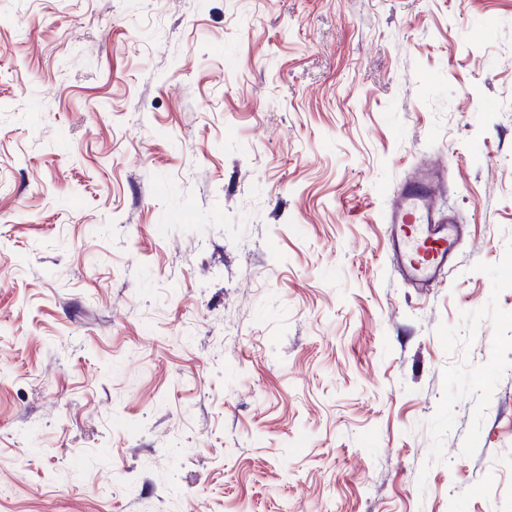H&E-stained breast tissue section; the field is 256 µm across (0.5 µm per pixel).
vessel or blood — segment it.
<instances>
[{
    "label": "vessel or blood",
    "instance_id": "vessel-or-blood-1",
    "mask_svg": "<svg viewBox=\"0 0 512 512\" xmlns=\"http://www.w3.org/2000/svg\"><path fill=\"white\" fill-rule=\"evenodd\" d=\"M445 179L436 163L425 164L392 188L384 222L394 269L417 288L429 287L451 262L462 226L444 214L439 200Z\"/></svg>",
    "mask_w": 512,
    "mask_h": 512
}]
</instances>
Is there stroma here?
<instances>
[{"label": "stroma", "mask_w": 512, "mask_h": 512, "mask_svg": "<svg viewBox=\"0 0 512 512\" xmlns=\"http://www.w3.org/2000/svg\"><path fill=\"white\" fill-rule=\"evenodd\" d=\"M0 512H512V0H0ZM444 188V172L432 162L390 191L384 223L392 264L415 288H428L448 267L462 235L455 216L440 210Z\"/></svg>", "instance_id": "stroma-1"}]
</instances>
